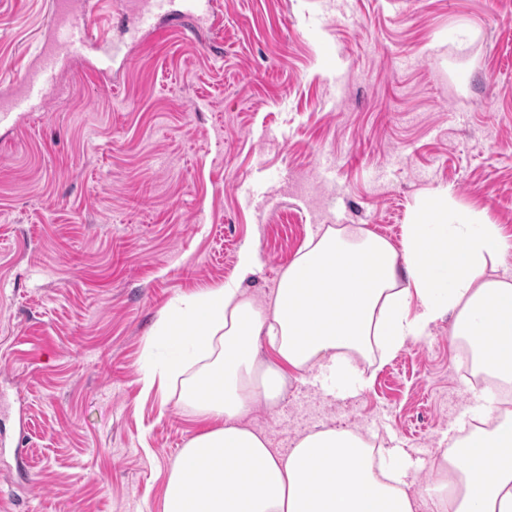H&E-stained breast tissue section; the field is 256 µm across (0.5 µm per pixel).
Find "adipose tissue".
Masks as SVG:
<instances>
[{"label": "adipose tissue", "mask_w": 512, "mask_h": 512, "mask_svg": "<svg viewBox=\"0 0 512 512\" xmlns=\"http://www.w3.org/2000/svg\"><path fill=\"white\" fill-rule=\"evenodd\" d=\"M450 198L445 188L421 203L398 248L341 225L309 236L267 304L241 286L255 267L244 249L239 279L164 316L167 361L139 381L146 392L180 382L202 428L172 465L162 512H415L410 464L374 457L359 433L324 428L283 456L242 420L278 403L291 370L318 367L367 387L358 361L371 348L393 355L443 319L477 372L512 388V275L500 271L512 241ZM478 414L483 427L448 438L430 512H512V405L493 400Z\"/></svg>", "instance_id": "ef3b65f1"}]
</instances>
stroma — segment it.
<instances>
[{
	"instance_id": "obj_1",
	"label": "stroma",
	"mask_w": 512,
	"mask_h": 512,
	"mask_svg": "<svg viewBox=\"0 0 512 512\" xmlns=\"http://www.w3.org/2000/svg\"><path fill=\"white\" fill-rule=\"evenodd\" d=\"M220 56L194 39H110L104 85L62 69L43 112L0 124V512H161L199 427L143 393L178 299L237 273L267 302L329 225L400 245L438 189L512 235V0H220ZM44 0H0V92L34 60ZM447 321L369 387L313 369L245 424L271 448L328 427L378 436L426 499L477 405Z\"/></svg>"
}]
</instances>
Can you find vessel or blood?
I'll return each mask as SVG.
<instances>
[{
    "label": "vessel or blood",
    "mask_w": 512,
    "mask_h": 512,
    "mask_svg": "<svg viewBox=\"0 0 512 512\" xmlns=\"http://www.w3.org/2000/svg\"><path fill=\"white\" fill-rule=\"evenodd\" d=\"M125 11L139 29L154 35L157 21L169 22V33L198 35L218 11L217 0H127ZM91 11L84 0H50V18L34 63L11 90L0 96V122H9L45 108L59 69L68 61H82L98 81L112 83L116 49L96 36Z\"/></svg>",
    "instance_id": "obj_1"
}]
</instances>
